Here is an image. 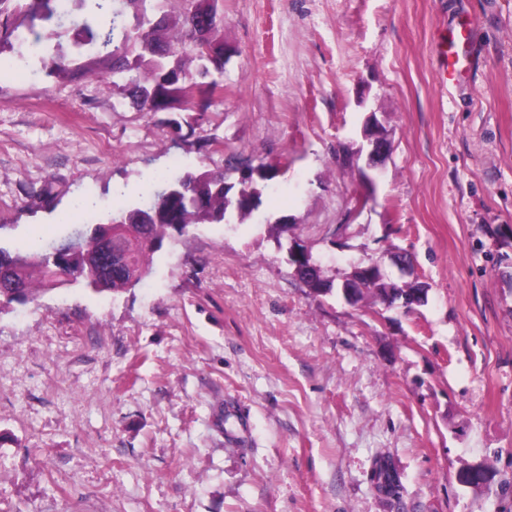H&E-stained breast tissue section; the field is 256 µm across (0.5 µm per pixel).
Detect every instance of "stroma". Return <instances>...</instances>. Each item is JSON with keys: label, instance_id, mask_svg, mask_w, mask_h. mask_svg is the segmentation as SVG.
<instances>
[{"label": "stroma", "instance_id": "35a3bbf8", "mask_svg": "<svg viewBox=\"0 0 512 512\" xmlns=\"http://www.w3.org/2000/svg\"><path fill=\"white\" fill-rule=\"evenodd\" d=\"M219 6L224 92L179 131L110 75L0 71L11 250L65 235L74 196L99 200L83 224L139 201L148 171L274 174L250 218L165 240L135 287L0 309V512H512V0ZM470 17L467 74L442 80L437 45ZM371 113L391 151L367 186L336 154ZM282 216L334 285L374 260L426 303L314 294ZM374 478L378 487L385 493L396 495L399 492L398 479L384 457H380L376 462Z\"/></svg>", "mask_w": 512, "mask_h": 512}]
</instances>
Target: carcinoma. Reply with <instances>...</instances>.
Segmentation results:
<instances>
[{
  "mask_svg": "<svg viewBox=\"0 0 512 512\" xmlns=\"http://www.w3.org/2000/svg\"><path fill=\"white\" fill-rule=\"evenodd\" d=\"M0 0V54L15 53L23 63L38 59L49 74L70 78L82 71H100L112 76L113 85L143 112H181L204 110L193 100L194 90L208 84V93L222 87L224 70V13L219 0H182L179 15L162 11L166 0ZM70 27V51L53 42L59 30ZM246 167L257 171L250 183H240L252 197L249 205L230 194L234 185L227 182L223 169L184 171L177 175L163 172L151 183L147 196L124 208L104 222L84 225L87 238L104 237L111 225L122 224L112 237V250L122 253L124 266L112 270L104 284L106 291L133 287L130 278L150 272V256L165 238L182 236L198 224L243 221L259 207L266 182L273 175L264 166ZM49 248L29 253L13 252L0 245V306L13 303L9 288L23 289L28 299L60 282L81 285L98 292L89 273L88 254L71 252L57 262L48 260ZM39 282H34L32 272ZM425 288H390L380 279L368 287L379 304L381 295L392 294L391 304L403 301ZM378 487L387 494L399 492V483L388 461L381 457L374 469Z\"/></svg>",
  "mask_w": 512,
  "mask_h": 512,
  "instance_id": "carcinoma-1",
  "label": "carcinoma"
}]
</instances>
